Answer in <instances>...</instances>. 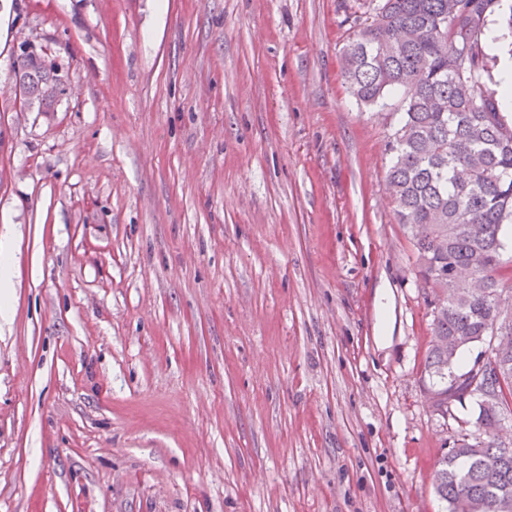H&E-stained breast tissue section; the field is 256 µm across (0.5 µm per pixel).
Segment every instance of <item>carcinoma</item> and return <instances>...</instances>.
<instances>
[{
    "label": "carcinoma",
    "instance_id": "carcinoma-1",
    "mask_svg": "<svg viewBox=\"0 0 512 512\" xmlns=\"http://www.w3.org/2000/svg\"><path fill=\"white\" fill-rule=\"evenodd\" d=\"M501 0H356L345 15L350 35L342 47L343 76L366 106L401 94L402 118L389 136L392 187L398 222L410 230L424 287L433 300L432 335L466 336L482 342L493 330L509 337L492 350L502 377L480 384L498 393L500 405L478 406L479 442L461 435L441 456L433 481L448 512H503L512 501V449L502 448L496 429L512 422V320L499 318L498 302L512 299L496 273L503 226L512 224V122L502 114L493 57L481 36ZM14 78L28 82L29 108L47 112L55 98L43 89L58 81L40 59L21 54ZM460 348L430 345L424 369L427 393L448 415V398L462 402L469 371L460 369Z\"/></svg>",
    "mask_w": 512,
    "mask_h": 512
}]
</instances>
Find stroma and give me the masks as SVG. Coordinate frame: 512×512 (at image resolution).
<instances>
[{
    "label": "stroma",
    "mask_w": 512,
    "mask_h": 512,
    "mask_svg": "<svg viewBox=\"0 0 512 512\" xmlns=\"http://www.w3.org/2000/svg\"><path fill=\"white\" fill-rule=\"evenodd\" d=\"M344 0H0V512H446L400 97ZM72 87L16 104L21 39ZM11 256L8 253L0 252V296L3 295V302L0 300V318L7 320L12 315V305L10 303L11 294L9 293Z\"/></svg>",
    "instance_id": "1"
}]
</instances>
